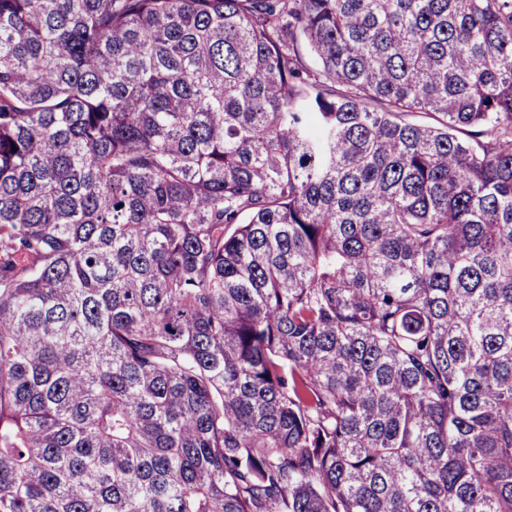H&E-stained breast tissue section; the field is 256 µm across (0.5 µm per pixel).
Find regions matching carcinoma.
I'll list each match as a JSON object with an SVG mask.
<instances>
[{
    "mask_svg": "<svg viewBox=\"0 0 512 512\" xmlns=\"http://www.w3.org/2000/svg\"><path fill=\"white\" fill-rule=\"evenodd\" d=\"M0 512H512V0H0Z\"/></svg>",
    "mask_w": 512,
    "mask_h": 512,
    "instance_id": "1",
    "label": "carcinoma"
}]
</instances>
